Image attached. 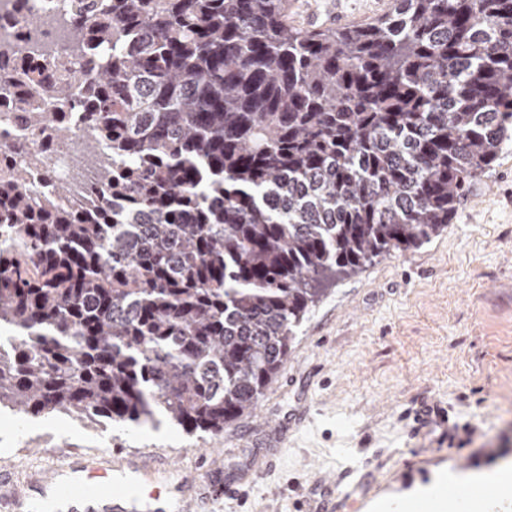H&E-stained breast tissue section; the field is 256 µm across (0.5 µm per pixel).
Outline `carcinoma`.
<instances>
[{"label":"carcinoma","mask_w":512,"mask_h":512,"mask_svg":"<svg viewBox=\"0 0 512 512\" xmlns=\"http://www.w3.org/2000/svg\"><path fill=\"white\" fill-rule=\"evenodd\" d=\"M57 57L0 75L97 204L0 179V410L224 432L257 408L328 292L418 248L512 142V0H397L299 28L288 0H70ZM54 86L47 112L30 85Z\"/></svg>","instance_id":"obj_1"}]
</instances>
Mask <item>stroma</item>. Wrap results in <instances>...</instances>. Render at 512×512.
<instances>
[{
	"mask_svg": "<svg viewBox=\"0 0 512 512\" xmlns=\"http://www.w3.org/2000/svg\"><path fill=\"white\" fill-rule=\"evenodd\" d=\"M394 0H288L305 28L381 18ZM123 461L210 512H375L442 478L512 467V145L461 194L448 229L337 282L306 315L255 411L222 434L0 412V512ZM335 493L319 496V480Z\"/></svg>",
	"mask_w": 512,
	"mask_h": 512,
	"instance_id": "stroma-1",
	"label": "stroma"
}]
</instances>
